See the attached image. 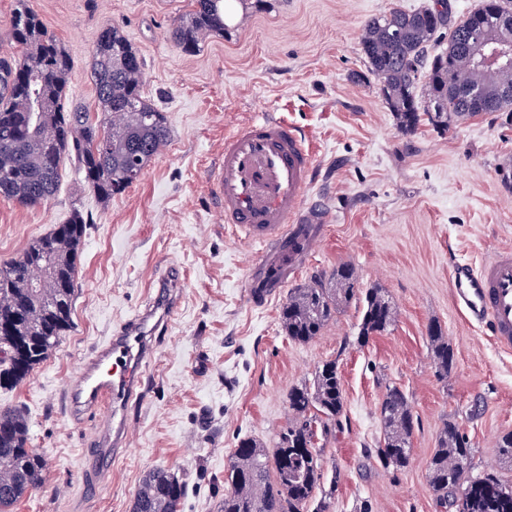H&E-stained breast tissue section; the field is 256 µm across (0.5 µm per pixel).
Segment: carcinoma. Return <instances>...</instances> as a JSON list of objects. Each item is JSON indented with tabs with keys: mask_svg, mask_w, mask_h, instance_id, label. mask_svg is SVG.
<instances>
[{
	"mask_svg": "<svg viewBox=\"0 0 512 512\" xmlns=\"http://www.w3.org/2000/svg\"><path fill=\"white\" fill-rule=\"evenodd\" d=\"M228 0H191L171 30L176 46L195 52L226 30ZM448 39L441 53L431 43ZM9 39L20 56L0 58V197L38 206L55 195L62 155H74L85 187L102 202L122 194L170 138L167 119L143 94L142 60L117 27L103 29L94 45L89 78L96 112L65 109L71 63L61 42L27 5L18 0ZM512 47V16L490 22L476 13L457 21L428 6L414 12L393 10L368 20L361 37L369 74L395 113L398 128L414 132L422 115L440 130L461 117L482 112H512V63L484 66L485 43ZM427 108H421L422 100ZM86 221L79 210L49 234L33 241L18 257L0 265V385L17 384L44 362L70 325L76 259ZM353 267L332 274L336 287L315 277L291 289L280 313L288 337L308 342L319 336L341 306L360 304L357 342L388 329L394 306L380 288H359ZM436 372L448 376L455 355L441 326L428 328ZM292 418L277 432L274 449L241 440L224 473L220 512H329L316 498L321 466L316 444L328 436L344 409L336 362L319 366L313 383L288 393ZM383 440L377 455L387 467L405 468L410 460L415 420L407 396L387 389L380 404ZM28 423L18 409L0 410V512L44 483L45 461L28 447ZM469 441L454 424L445 425L428 465L439 504L456 512H512V485L499 476L470 475ZM185 482L156 468L142 479L133 512H182Z\"/></svg>",
	"mask_w": 512,
	"mask_h": 512,
	"instance_id": "1",
	"label": "carcinoma"
}]
</instances>
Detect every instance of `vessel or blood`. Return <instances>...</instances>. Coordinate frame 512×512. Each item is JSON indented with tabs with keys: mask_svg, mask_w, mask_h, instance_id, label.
<instances>
[{
	"mask_svg": "<svg viewBox=\"0 0 512 512\" xmlns=\"http://www.w3.org/2000/svg\"><path fill=\"white\" fill-rule=\"evenodd\" d=\"M210 193L237 235L280 247L303 224H323L310 201L315 165L301 132L284 119L262 115L224 137V152L208 172ZM180 280L166 273L152 298L113 329L85 357L63 388L68 414L98 415L85 473L102 483L112 459L128 446L131 403L146 397V365L156 337L179 309ZM454 301L467 319L486 327L494 344L512 350V249H499L480 265L450 263Z\"/></svg>",
	"mask_w": 512,
	"mask_h": 512,
	"instance_id": "obj_1",
	"label": "vessel or blood"
}]
</instances>
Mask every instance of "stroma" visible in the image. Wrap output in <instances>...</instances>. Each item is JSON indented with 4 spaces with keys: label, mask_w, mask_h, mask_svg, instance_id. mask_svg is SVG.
<instances>
[{
    "label": "stroma",
    "mask_w": 512,
    "mask_h": 512,
    "mask_svg": "<svg viewBox=\"0 0 512 512\" xmlns=\"http://www.w3.org/2000/svg\"><path fill=\"white\" fill-rule=\"evenodd\" d=\"M433 0H247L224 35L187 54L170 39L191 0H28L65 47L72 65L65 107H94L90 53L100 32L119 27L143 62L145 97L165 112L166 147L140 178L101 202L62 156L60 182L45 204L0 198V264L73 210L88 219L77 257L71 326L43 363L0 387V408L21 409L30 446L46 464L42 488L13 512H132L155 468L188 486L182 512H218L237 442L272 447L288 423V393L336 362L344 411L321 452V487L331 512H440L427 465L447 422L472 448V475L512 482L496 443L512 432V352L455 308L450 258L482 263L512 248V114L485 112L447 130L421 123L399 130L361 50L367 20ZM273 113L301 129L321 173L313 194L330 216L296 275L263 279L269 250L233 234L206 182L225 131ZM353 265L361 287L391 298L393 324L358 346V307L341 308L320 336L291 340L280 312L292 288ZM176 269L179 313L147 366L144 401L132 406L129 447L103 485L84 477L94 418L75 422L61 396L82 358L150 298ZM266 292L253 305L251 289ZM439 322L455 354L440 378L427 329ZM402 390L416 419L411 460L383 466L378 409Z\"/></svg>",
    "instance_id": "stroma-1"
}]
</instances>
